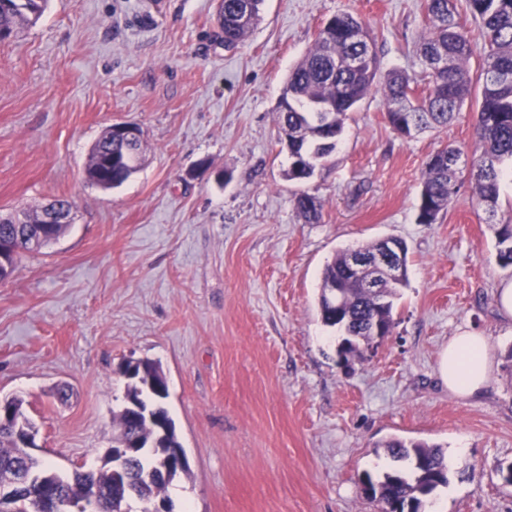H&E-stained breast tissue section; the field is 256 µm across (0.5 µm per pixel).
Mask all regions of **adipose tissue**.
<instances>
[{"label":"adipose tissue","mask_w":512,"mask_h":512,"mask_svg":"<svg viewBox=\"0 0 512 512\" xmlns=\"http://www.w3.org/2000/svg\"><path fill=\"white\" fill-rule=\"evenodd\" d=\"M450 391L463 397L480 395L491 372L486 336L465 331L450 338L439 363Z\"/></svg>","instance_id":"adipose-tissue-1"}]
</instances>
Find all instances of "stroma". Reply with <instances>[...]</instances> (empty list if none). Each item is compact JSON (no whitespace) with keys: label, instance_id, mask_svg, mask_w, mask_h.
<instances>
[{"label":"stroma","instance_id":"35a3bbf8","mask_svg":"<svg viewBox=\"0 0 512 512\" xmlns=\"http://www.w3.org/2000/svg\"><path fill=\"white\" fill-rule=\"evenodd\" d=\"M217 8L48 0L0 43V212L66 198L77 214L0 282V399H23L36 455L68 475L111 448L125 361L154 362L188 461L173 512H381L360 478L389 466L391 438L444 448L450 482L426 512H512V320L498 306L512 271L493 231L512 221V178L494 219L467 182L436 223L417 221L430 156L475 146L476 99L406 139L372 90L304 181L279 142L288 71L336 14L372 31L379 75L424 83V0H265L232 50ZM115 123L142 130V164L102 189L85 169ZM302 193L318 222L299 213ZM390 236L409 248L397 325L343 366L318 310L322 272L340 248ZM464 330L488 336L493 358L474 398L438 372Z\"/></svg>","mask_w":512,"mask_h":512}]
</instances>
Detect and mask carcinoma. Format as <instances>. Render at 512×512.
I'll list each match as a JSON object with an SVG mask.
<instances>
[{
    "label": "carcinoma",
    "instance_id": "carcinoma-1",
    "mask_svg": "<svg viewBox=\"0 0 512 512\" xmlns=\"http://www.w3.org/2000/svg\"><path fill=\"white\" fill-rule=\"evenodd\" d=\"M264 0H221L218 23L224 47L240 44L261 21ZM451 0H425L426 27L417 44V54L429 64L444 58L448 67L440 72L428 71L426 93L412 99L411 80L399 71L388 73L382 84L386 100V120L402 137L412 138L430 128H444L452 121L466 99L480 89L481 101L475 120V135L480 153L468 160L464 152L453 146L436 151L426 164L421 182L417 220L433 224L447 210L453 195L463 183V172L477 170L474 193L477 205L492 222L500 194V184L512 164V0H468L483 41L481 71L473 79L467 63L473 46L465 26L457 18ZM47 0H26L20 9L12 2L0 4V32L17 35L24 25L36 22ZM360 58L358 68L349 60ZM378 61L370 30L350 13L329 19L319 30L314 44L290 70L280 102L279 123L288 136L291 160L288 178L305 180L316 165L336 149L347 114L375 87ZM112 151V173L102 176L99 154ZM143 150V140L124 142L108 137L107 132L94 144L86 167L87 179L114 188L123 184L136 170ZM296 206L308 222L320 218L314 197L302 193ZM497 261L501 268L512 270V224L493 225ZM392 256L400 274H387L379 261L385 255L381 241L353 245L337 252L322 273L319 312L321 321L343 333L347 346L340 349L343 358H360L371 346L374 328L385 330L396 326L393 299L409 279L406 242L391 238ZM358 254L364 268L351 269V258ZM162 379L158 367L143 362L128 380L125 398L137 400L143 408L154 407L162 392L149 391L147 378ZM119 432L115 447L131 439L153 443L146 453H163L179 448L175 428L157 436L154 422L143 418L135 423L127 413L117 414ZM393 462L390 470L374 476L362 475L363 483L373 487L371 498L384 504L382 512H421L424 499L440 487L448 486V460L442 447L424 442H407L391 438L383 443ZM152 462L135 456L126 465L129 479L138 482L149 496L160 497L180 473L175 470L167 478L147 480ZM35 468L52 473L51 465L33 459L8 433L0 434V484L9 480L14 470ZM59 497L86 512L92 508L91 497L98 495L100 512H131V499L125 496L124 483L116 482L103 466L98 470L75 471L70 476L56 475Z\"/></svg>",
    "mask_w": 512,
    "mask_h": 512
}]
</instances>
